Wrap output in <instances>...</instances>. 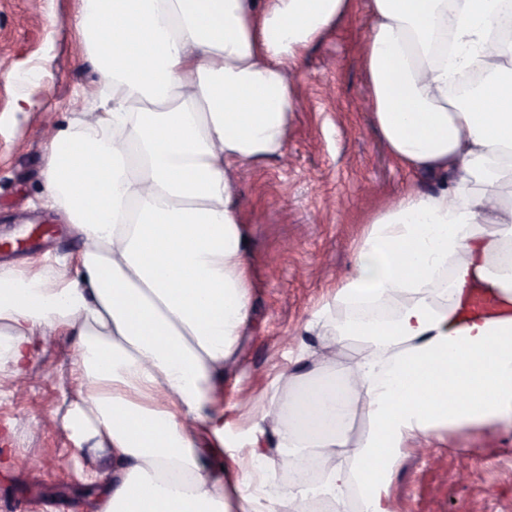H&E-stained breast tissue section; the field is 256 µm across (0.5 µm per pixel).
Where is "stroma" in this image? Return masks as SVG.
Segmentation results:
<instances>
[{
	"mask_svg": "<svg viewBox=\"0 0 512 512\" xmlns=\"http://www.w3.org/2000/svg\"><path fill=\"white\" fill-rule=\"evenodd\" d=\"M83 0H0V264L63 258L80 241L43 197L45 116L63 124L93 109L97 74L86 61L75 19ZM366 0L304 56L303 108L288 133L292 166L269 158L248 167L240 201L253 252L252 321L237 365L224 382V437L231 453L250 449L252 398L287 409L290 396L276 378L288 367L310 371L301 355L317 337L300 334L314 310L331 301L349 266L365 221L407 183L425 189L392 158L370 111L359 110L369 87L360 53L369 30ZM52 227L19 249L3 247L18 227ZM69 342L51 340L19 391L0 395V512H95L103 488L89 472L112 467L109 449L75 452L56 368ZM469 476L452 480L459 467ZM394 512H512V434L451 432L429 453L405 450L391 487Z\"/></svg>",
	"mask_w": 512,
	"mask_h": 512,
	"instance_id": "stroma-1",
	"label": "stroma"
}]
</instances>
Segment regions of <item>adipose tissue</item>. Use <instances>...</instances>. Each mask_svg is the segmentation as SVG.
<instances>
[{"label": "adipose tissue", "instance_id": "adipose-tissue-1", "mask_svg": "<svg viewBox=\"0 0 512 512\" xmlns=\"http://www.w3.org/2000/svg\"><path fill=\"white\" fill-rule=\"evenodd\" d=\"M352 0H84L99 102L56 126L47 200L82 245L0 265V384L50 338L77 443L112 450L96 512H393L405 449L512 431V38L506 0H368L361 60L392 158L433 178L373 216L320 335L319 382L224 460V376L251 322L238 175L282 155L304 51ZM486 77L475 109L449 95ZM492 305L475 306L476 294ZM366 416L356 438L350 424Z\"/></svg>", "mask_w": 512, "mask_h": 512}]
</instances>
